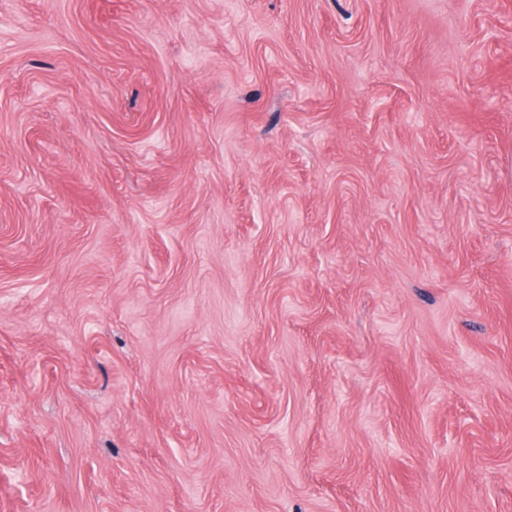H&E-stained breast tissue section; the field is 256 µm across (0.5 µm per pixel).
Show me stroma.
Returning a JSON list of instances; mask_svg holds the SVG:
<instances>
[{
  "label": "stroma",
  "instance_id": "35a3bbf8",
  "mask_svg": "<svg viewBox=\"0 0 512 512\" xmlns=\"http://www.w3.org/2000/svg\"><path fill=\"white\" fill-rule=\"evenodd\" d=\"M0 512H512V0H0Z\"/></svg>",
  "mask_w": 512,
  "mask_h": 512
}]
</instances>
